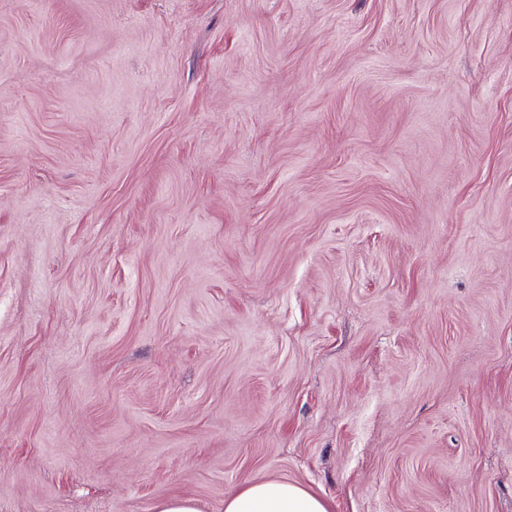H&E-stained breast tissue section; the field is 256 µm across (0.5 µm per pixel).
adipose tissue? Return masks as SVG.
Returning a JSON list of instances; mask_svg holds the SVG:
<instances>
[{"instance_id": "ef3b65f1", "label": "adipose tissue", "mask_w": 512, "mask_h": 512, "mask_svg": "<svg viewBox=\"0 0 512 512\" xmlns=\"http://www.w3.org/2000/svg\"><path fill=\"white\" fill-rule=\"evenodd\" d=\"M224 512H330L329 505L304 487L283 480L246 483L224 501Z\"/></svg>"}]
</instances>
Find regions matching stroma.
<instances>
[{
  "label": "stroma",
  "mask_w": 512,
  "mask_h": 512,
  "mask_svg": "<svg viewBox=\"0 0 512 512\" xmlns=\"http://www.w3.org/2000/svg\"><path fill=\"white\" fill-rule=\"evenodd\" d=\"M512 512V0H0V512ZM224 512H330L329 505L304 487L283 480L246 483L224 500Z\"/></svg>",
  "instance_id": "obj_1"
}]
</instances>
